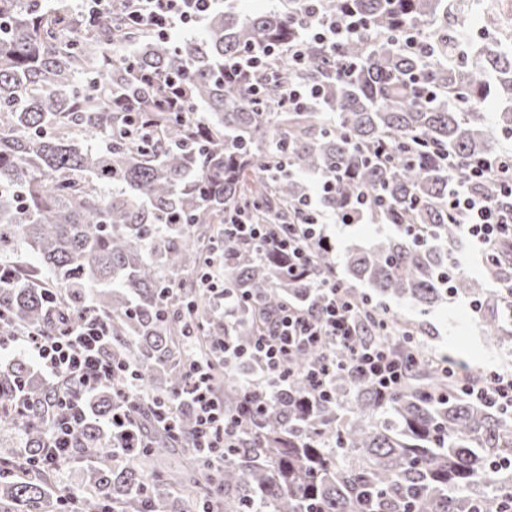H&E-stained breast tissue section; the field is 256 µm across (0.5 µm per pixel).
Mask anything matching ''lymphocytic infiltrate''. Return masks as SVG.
I'll return each instance as SVG.
<instances>
[{
  "instance_id": "1",
  "label": "lymphocytic infiltrate",
  "mask_w": 512,
  "mask_h": 512,
  "mask_svg": "<svg viewBox=\"0 0 512 512\" xmlns=\"http://www.w3.org/2000/svg\"><path fill=\"white\" fill-rule=\"evenodd\" d=\"M216 0H122L127 23L143 26L161 37L174 30H195L207 18ZM322 0H304L306 21L302 35L289 43L283 54L289 62L300 65L307 58V47L315 43L337 49L350 40L363 26L360 18L347 15L338 19L321 9ZM436 164L448 169V217L460 227L461 234L479 246L486 262L503 243H512V166L496 157L477 158L467 167V181L457 177L459 165L454 157L439 156ZM491 181L499 194L491 199L471 190L474 182ZM305 216L297 234L276 231L271 224L252 223L246 212H235L224 231L228 241L238 244H260L262 248L285 256L288 269L304 273L309 269L311 250L330 242L326 232L330 224H377L381 217L357 197L350 212L326 211L317 192L305 193L299 202ZM324 296L321 314H313L299 305L282 308L270 327L249 345H238L224 339L221 354L226 362L236 364L250 359L279 381L290 380L293 371L290 358L300 350L315 345L333 344L347 349L345 359L358 377L372 380L380 398H389L399 387L416 356L393 347L366 341L357 322L354 305L342 288L333 282L319 286ZM111 330L107 321L92 305H84L74 320L58 334L17 331L14 343L23 345L34 358L40 371L51 377L57 389L59 413L48 428L51 462L68 459L73 442L90 421L88 399L99 390L110 387L113 378L123 377L125 385L118 391V401L109 418L103 421L104 434L119 440L121 447L140 448L144 440L135 428L132 411L143 405L154 407L160 421H167L165 400L150 392L142 383L135 359H112L108 353ZM189 382L177 394L178 401L188 404L195 413L194 436L199 448L208 452L209 466L223 465L225 435L238 432L243 416L252 411L251 403H243L236 415H228L223 402L213 393L210 374L204 362L193 360L186 365ZM467 396L475 402L495 407L512 415V377L491 375L466 385Z\"/></svg>"
}]
</instances>
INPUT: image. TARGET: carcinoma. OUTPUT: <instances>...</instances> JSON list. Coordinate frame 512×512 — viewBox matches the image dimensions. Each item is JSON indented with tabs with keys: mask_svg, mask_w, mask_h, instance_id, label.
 <instances>
[{
	"mask_svg": "<svg viewBox=\"0 0 512 512\" xmlns=\"http://www.w3.org/2000/svg\"><path fill=\"white\" fill-rule=\"evenodd\" d=\"M474 0H323L366 28L336 53L311 44L300 70L276 57L275 76L251 82L224 76L229 61L253 48H285L304 24L302 2L243 15L238 0L214 9L201 40L160 38L124 22L113 8L104 27L88 23L68 0H0V268L26 247L38 260L0 285V340L15 328L53 334L60 328L41 296L63 289L69 308L91 300L112 326V358L132 355L156 394L186 387L185 364L230 336L245 344L267 316L290 303L322 309L323 279L347 289L373 340L406 346L421 326L367 306L350 288L365 282L424 314L448 296L480 305L490 336L512 338V292L487 295L460 270L459 227L448 221V169L499 154L478 122L490 94L501 104L498 126L512 130V45L460 51L456 28ZM184 85L179 108L161 107L167 83ZM323 86L324 112L285 104L288 85ZM150 125L141 143L128 130ZM385 142L380 162L366 147ZM283 166L314 173L333 186L322 204L341 213L359 192L384 203L400 234L348 250L336 266L334 246L312 256L310 274H288L278 255L229 244L215 228L236 210L259 224H300L306 186L276 180ZM224 245V290L238 305L226 321L196 288L166 296L170 279L195 271ZM390 399L350 368L332 376V396L309 393L302 372L336 347L311 346L291 362L283 384L249 361L239 369L214 359L213 389L235 413L248 395L264 407L228 439L224 467L210 469L194 448V416L172 413L174 429L152 428L142 407L135 424L145 448L133 463L104 462L122 453L91 422L76 456L85 459L74 500L54 493L47 423L54 388L17 358L0 368V423L17 428L22 448L0 454V512H502L497 493L512 461V419L467 399L463 381L439 358L417 350ZM93 417L112 411V389L89 400Z\"/></svg>",
	"mask_w": 512,
	"mask_h": 512,
	"instance_id": "carcinoma-1",
	"label": "carcinoma"
}]
</instances>
